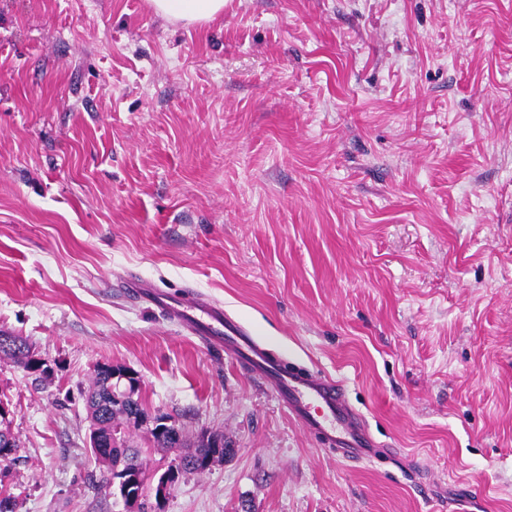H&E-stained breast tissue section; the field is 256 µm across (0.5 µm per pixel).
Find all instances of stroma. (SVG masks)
Instances as JSON below:
<instances>
[{
	"label": "stroma",
	"mask_w": 512,
	"mask_h": 512,
	"mask_svg": "<svg viewBox=\"0 0 512 512\" xmlns=\"http://www.w3.org/2000/svg\"><path fill=\"white\" fill-rule=\"evenodd\" d=\"M129 274L343 380L393 457L321 448ZM1 331L52 369L0 360L15 512H127L99 362L235 449L163 512H512V0H0ZM226 0H149L153 12L171 22L209 24L224 17Z\"/></svg>",
	"instance_id": "stroma-1"
}]
</instances>
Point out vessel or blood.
<instances>
[{"instance_id":"obj_1","label":"vessel or blood","mask_w":512,"mask_h":512,"mask_svg":"<svg viewBox=\"0 0 512 512\" xmlns=\"http://www.w3.org/2000/svg\"><path fill=\"white\" fill-rule=\"evenodd\" d=\"M123 288L130 297L149 302L183 330L223 348L247 373L269 387L281 407L340 459L362 462L375 456L376 443L367 420L350 405L342 382L307 368L285 365L222 306L196 292L175 296L135 276L125 279Z\"/></svg>"}]
</instances>
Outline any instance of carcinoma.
<instances>
[{
  "mask_svg": "<svg viewBox=\"0 0 512 512\" xmlns=\"http://www.w3.org/2000/svg\"><path fill=\"white\" fill-rule=\"evenodd\" d=\"M0 359L8 360L26 370H31L35 362L34 356L26 340L16 336L13 344L0 345ZM107 368L98 363L94 366L91 384L85 398L86 418L89 422V431H100L110 439L112 450L105 453L98 460V467L103 479L110 484L113 479L122 475L127 477L128 492L137 493L140 497H147L146 487L140 476L144 473L142 450L132 446L127 430L136 426L138 417L146 416L140 397L128 401L120 408L113 409L106 418L98 415L96 400L103 399L108 392L110 383L106 376ZM149 442L157 452L173 453L182 461L179 475L187 473H202L204 469L196 466L201 458H212L219 461L232 454L233 449L224 442V434L212 432L208 435L189 439L178 425L166 428L152 434ZM19 442L11 428L0 420V451L6 450L7 457L15 456Z\"/></svg>",
  "mask_w": 512,
  "mask_h": 512,
  "instance_id": "obj_1",
  "label": "carcinoma"
}]
</instances>
